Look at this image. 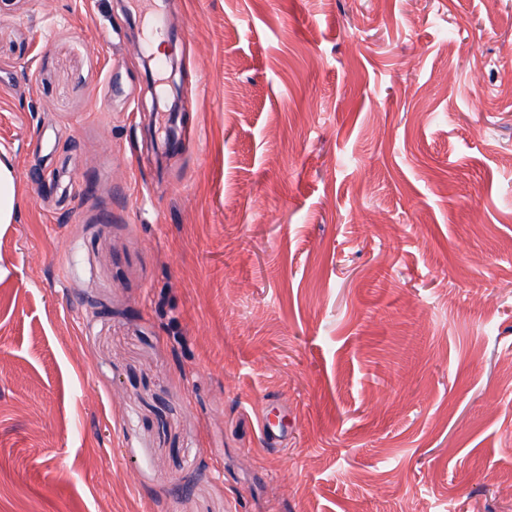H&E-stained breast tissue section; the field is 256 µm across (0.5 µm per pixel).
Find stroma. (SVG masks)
Wrapping results in <instances>:
<instances>
[{"mask_svg": "<svg viewBox=\"0 0 512 512\" xmlns=\"http://www.w3.org/2000/svg\"><path fill=\"white\" fill-rule=\"evenodd\" d=\"M135 13L0 0V512H512V0H168L165 158ZM17 200V182L8 166L0 162V224L13 221Z\"/></svg>", "mask_w": 512, "mask_h": 512, "instance_id": "stroma-1", "label": "stroma"}]
</instances>
